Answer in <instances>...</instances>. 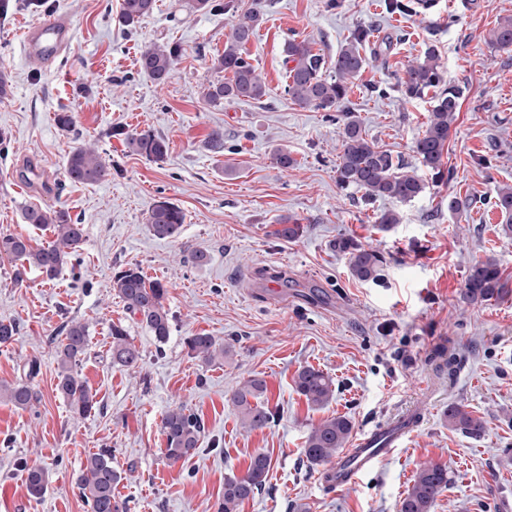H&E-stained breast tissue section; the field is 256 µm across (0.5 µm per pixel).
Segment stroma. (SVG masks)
<instances>
[{
	"instance_id": "obj_1",
	"label": "stroma",
	"mask_w": 512,
	"mask_h": 512,
	"mask_svg": "<svg viewBox=\"0 0 512 512\" xmlns=\"http://www.w3.org/2000/svg\"><path fill=\"white\" fill-rule=\"evenodd\" d=\"M122 0H46L36 10L9 0L0 19V234H30L27 207H62L86 227L75 266L55 279L0 259V321L17 326L0 347V384L29 379L39 400L27 410L0 402V512H90L77 488L89 454L112 451L122 479L117 495L130 512H215L224 479L266 453L264 489L238 512H399L419 468L448 470L449 485L431 512H512V295L481 306L459 294L468 267L495 259L512 281V241L487 201L512 187V49L486 42L512 0H436L425 14L386 13L382 0H263L264 19L247 46L269 94L262 102L209 104L204 93L219 79L213 66L224 50L230 15L194 8L193 0H156L134 25L121 20ZM53 12L74 23L70 52L50 68L27 55L28 25ZM371 27L382 55L351 86L346 105L369 140L418 162L415 140L425 129L430 98L408 100L397 89L409 62L426 43L437 45L450 82L464 89L444 157L451 179L423 172L425 192L414 201H364L336 182L340 127L324 112L302 108L283 92V47L309 40L332 60L350 33ZM150 43L179 46L174 75L159 84L141 72L139 53ZM75 116L72 129L56 116ZM150 130L167 144L154 162L130 152L126 135ZM224 134V150L207 141ZM94 145L112 167L104 181L71 182L68 153ZM283 150L294 160H272ZM46 180L28 181L32 167ZM463 206L448 209L449 196ZM161 199L186 215L178 240L152 235L147 218ZM401 221L381 229L380 213ZM302 227L294 241L275 238L281 219ZM342 238L382 253L379 280L352 275L336 247ZM201 250L208 261L188 262ZM136 266L168 289L173 315L166 343L137 324L111 288L115 271ZM89 328L77 368L100 408L73 416L56 390L53 347L63 325ZM122 323L142 355L134 370L113 366L110 327ZM207 334L229 344L223 359L203 365L185 337ZM336 382L323 408L295 390L303 367ZM263 378L275 418L267 428L242 427L231 402L235 388ZM468 406L486 430L471 437L449 427V403ZM183 405L205 423L200 453L168 464L161 450V416ZM420 423L401 448L343 490L325 486L321 467L302 454L311 427L347 417L362 432L405 411ZM49 473L41 497L31 496L25 468Z\"/></svg>"
}]
</instances>
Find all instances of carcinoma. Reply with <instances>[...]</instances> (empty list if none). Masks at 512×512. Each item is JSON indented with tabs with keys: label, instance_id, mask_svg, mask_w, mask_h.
<instances>
[{
	"label": "carcinoma",
	"instance_id": "1",
	"mask_svg": "<svg viewBox=\"0 0 512 512\" xmlns=\"http://www.w3.org/2000/svg\"><path fill=\"white\" fill-rule=\"evenodd\" d=\"M433 0H383L389 14L418 15L432 7ZM154 0H123L121 19L128 26L152 12ZM263 21L262 0H253L251 7L231 22L230 33L224 42V52L213 63L215 69L228 72L231 78L212 82L205 99L217 105L225 99L260 100L268 93L261 73L245 55L244 46L255 35ZM372 31L359 25L336 52L332 73L325 74L323 57L314 52L311 43L295 38L285 44V61L289 64L284 93L296 105L327 113V118L343 125L341 152L336 160V181L342 188L353 187L363 192L367 201L377 198L410 202L418 198L426 185L416 170L394 161L392 154L370 141L362 123L350 110L344 109L348 90L366 65L360 52L370 41ZM488 43L496 48L512 46V18L498 23L489 33ZM180 49L176 45L145 46L139 58L140 70L158 83L173 76ZM398 86L405 97L416 99L434 91L432 109L426 129L414 142L413 152L420 164L439 175L444 170V150L451 126L460 112L462 87L444 79L437 47L427 46L423 55L406 68ZM128 147L149 160L161 161L167 154L165 140L150 130L127 135ZM66 175L75 182L93 184L110 175V169L97 150L91 146L74 147L67 157ZM488 204L498 210L505 220L503 234L512 238V187L500 188ZM26 223L53 233L48 244L33 243L22 234H0V258L27 263L37 268L47 279L58 276L64 266L76 257L85 240V227L63 210L49 207H30L24 212ZM185 223L180 207L168 200L154 203L148 216L151 233L159 239H177ZM301 225L285 218L273 234L284 241L300 235ZM339 248L348 256L352 274L361 281H376L380 277L384 258L379 252L345 238ZM112 291L126 310L138 317L142 327L163 344L171 333V317L166 308L167 288L159 280L148 279L139 267L116 271L112 276ZM509 294L507 281L493 259L477 261L468 268L460 300L468 305H482ZM110 352L112 364L126 369L139 367L142 355L129 338L125 326L112 324ZM89 341L86 324L71 320L63 328V338L53 348L57 364V390L72 414L84 417L97 410L96 394L78 375L76 368ZM186 345L199 361L210 364L227 354V347L205 334L186 337ZM297 392L304 396L308 406L323 407L335 396L333 379L324 372L307 366L300 369L294 380ZM267 386L261 378H250L241 383L232 395L241 425L250 430H261L273 420V412L265 403ZM0 401L17 409L26 410L38 401L37 393L27 383L0 385ZM448 425L463 433L479 437L485 431L483 418L466 410L460 403H451L444 413ZM165 437L162 454L173 464L186 462L200 452L204 432L201 418L191 410L179 406L168 410L161 418ZM352 425L344 416L322 420L309 431L303 454L312 466L330 463L343 448L351 434ZM270 458L257 453L250 458L245 472L224 480V497L217 512H237L245 500L265 486ZM25 483L31 495H42L49 483L48 471L26 468ZM121 473L112 466V452L103 448L89 455L77 479L82 498L91 512H129L126 501L116 495ZM448 487V470L440 464H425L417 472L413 484L401 501L400 512H430L437 495Z\"/></svg>",
	"mask_w": 512,
	"mask_h": 512
}]
</instances>
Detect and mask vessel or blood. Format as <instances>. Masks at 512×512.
Returning a JSON list of instances; mask_svg holds the SVG:
<instances>
[{"mask_svg":"<svg viewBox=\"0 0 512 512\" xmlns=\"http://www.w3.org/2000/svg\"><path fill=\"white\" fill-rule=\"evenodd\" d=\"M73 25L64 14H54L37 20L24 32V44L28 55L44 65H53L71 48ZM413 430L412 422L380 424L356 437L336 461L324 471L327 487L341 490L354 485L360 477L373 470L390 456Z\"/></svg>","mask_w":512,"mask_h":512,"instance_id":"obj_1","label":"vessel or blood"}]
</instances>
